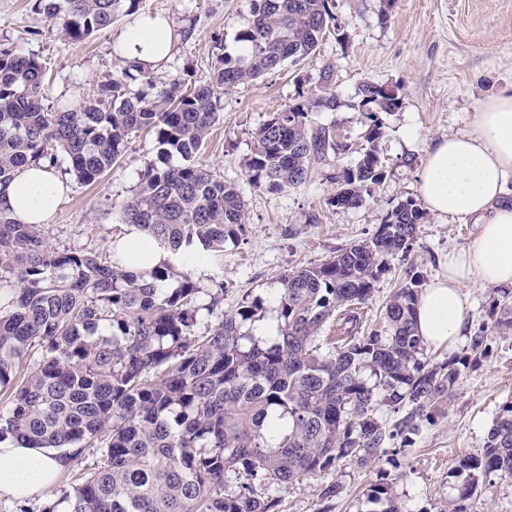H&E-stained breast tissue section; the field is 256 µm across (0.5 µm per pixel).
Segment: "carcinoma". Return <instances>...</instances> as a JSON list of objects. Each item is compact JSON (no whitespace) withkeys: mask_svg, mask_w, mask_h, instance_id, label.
<instances>
[{"mask_svg":"<svg viewBox=\"0 0 512 512\" xmlns=\"http://www.w3.org/2000/svg\"><path fill=\"white\" fill-rule=\"evenodd\" d=\"M73 40L133 13L141 0H42ZM333 0H249L247 25L235 42L246 54L216 57L209 79H162L122 68L76 109L44 105V69L32 55L0 46V194L20 169L67 158L83 184L96 182L122 156L131 135L155 134L158 164L123 203L122 223L182 256L150 270L87 249H58L45 225L19 224L0 207V443L13 439L63 456L61 489L68 512H277L271 487L287 488L338 461L364 465L394 440L418 435L445 412L464 372L486 358L489 329L512 332V290L502 291L469 336L466 351L430 365L414 312L424 286L419 267L384 306L375 327L358 306L373 296L389 262L409 255L426 211L409 199L370 237L325 262L281 278L273 299L277 334L247 326L265 317L254 299L224 313V289L201 300L184 266L245 232L239 188L196 164L218 120L220 91L315 53L335 21ZM145 86L129 92L124 79ZM326 84L272 114L255 133L249 181L273 193L317 177L336 184L329 205L364 206L384 177L378 142L382 112L399 107L394 90L373 82L358 89L367 129L351 167L338 158L351 146L336 126L310 114L334 111ZM169 280L175 288L165 287ZM336 322L337 344L320 335ZM399 415L392 426L378 418ZM92 451L93 470L74 464ZM495 474L512 477V401L502 404L484 454L460 461L452 512ZM236 489L225 493L227 482ZM368 512H399L393 486L370 489Z\"/></svg>","mask_w":512,"mask_h":512,"instance_id":"1","label":"carcinoma"}]
</instances>
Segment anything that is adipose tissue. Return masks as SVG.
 I'll use <instances>...</instances> for the list:
<instances>
[{"label":"adipose tissue","mask_w":512,"mask_h":512,"mask_svg":"<svg viewBox=\"0 0 512 512\" xmlns=\"http://www.w3.org/2000/svg\"><path fill=\"white\" fill-rule=\"evenodd\" d=\"M126 64L156 70L171 43L148 16L134 17L118 39ZM426 208L476 227L468 246L448 256V271L423 288L416 329L425 345H456L467 333L468 284L512 285V85L482 102L474 130L433 143L420 170ZM68 188L46 166L24 168L0 196L21 224H48ZM64 463L56 454L0 443V497L29 499L46 492Z\"/></svg>","instance_id":"adipose-tissue-1"}]
</instances>
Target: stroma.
<instances>
[{
    "label": "stroma",
    "mask_w": 512,
    "mask_h": 512,
    "mask_svg": "<svg viewBox=\"0 0 512 512\" xmlns=\"http://www.w3.org/2000/svg\"><path fill=\"white\" fill-rule=\"evenodd\" d=\"M138 11L190 32L187 40L174 41L171 58L157 76L187 71L204 80L217 55L233 49L236 33L249 18V2L141 0ZM332 12L335 30L299 68L284 67L222 94L219 119L197 158L236 184L245 201L244 235L190 269L200 287L223 289L225 313L257 296L272 299L284 274L323 263L345 244L370 237L387 212L418 198V174L433 142L472 132L479 104L512 83V0H333ZM129 20L121 15L109 28L74 41L38 0H0V44L36 56L45 66L46 106L73 108L83 94L120 76L113 40ZM326 73L340 105L333 112L313 113L312 120L336 125L356 146L366 131L357 106L360 85L388 86L400 97L399 107L383 115L379 149L385 177L358 209L328 206L336 186L326 180L277 194L252 185L247 176L257 130L273 112L297 101L295 75L305 79L301 89L313 93ZM156 159L153 135L140 132L94 184H82L58 167L70 191L46 228L49 245L111 254L127 230L120 207ZM473 232V225L427 214L413 251L391 261L365 304L368 323L377 322L408 265L432 280ZM488 343V357L463 376L447 414L423 424L410 445L375 454L365 465L340 462L305 477L277 492L278 512H366L369 489L386 482L393 485L401 512H449L454 497L449 470L460 459L482 453L500 406L512 400V332H490ZM334 482L341 494L324 499L323 488ZM466 507L467 512H512V479L492 477Z\"/></svg>",
    "instance_id": "stroma-1"
}]
</instances>
